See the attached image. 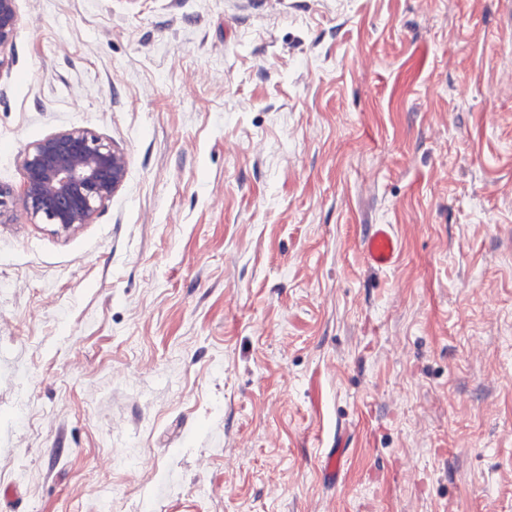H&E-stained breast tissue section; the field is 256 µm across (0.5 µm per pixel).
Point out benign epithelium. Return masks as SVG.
<instances>
[{"instance_id": "benign-epithelium-1", "label": "benign epithelium", "mask_w": 512, "mask_h": 512, "mask_svg": "<svg viewBox=\"0 0 512 512\" xmlns=\"http://www.w3.org/2000/svg\"><path fill=\"white\" fill-rule=\"evenodd\" d=\"M19 18L16 0H0V53L11 47ZM26 212L55 232L92 223L124 185L126 154L91 130L71 127L26 146L19 155Z\"/></svg>"}]
</instances>
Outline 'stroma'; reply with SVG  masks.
<instances>
[{
  "mask_svg": "<svg viewBox=\"0 0 512 512\" xmlns=\"http://www.w3.org/2000/svg\"><path fill=\"white\" fill-rule=\"evenodd\" d=\"M17 10L0 512H512V0ZM70 127L128 173L60 234L18 154ZM362 246L368 265L378 270L393 265L400 248L398 238L389 224L371 225ZM347 440L343 436L336 439V448L322 460V472L328 484L336 483L340 476L343 459L346 453Z\"/></svg>",
  "mask_w": 512,
  "mask_h": 512,
  "instance_id": "35a3bbf8",
  "label": "stroma"
}]
</instances>
